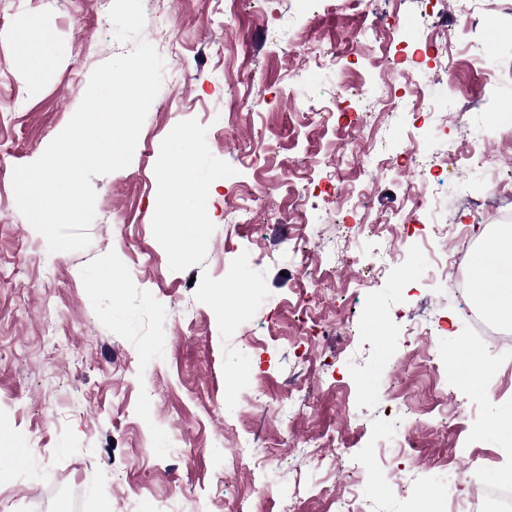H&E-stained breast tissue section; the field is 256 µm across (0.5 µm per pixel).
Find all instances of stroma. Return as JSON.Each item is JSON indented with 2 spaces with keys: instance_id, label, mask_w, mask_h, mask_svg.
<instances>
[{
  "instance_id": "1",
  "label": "stroma",
  "mask_w": 512,
  "mask_h": 512,
  "mask_svg": "<svg viewBox=\"0 0 512 512\" xmlns=\"http://www.w3.org/2000/svg\"><path fill=\"white\" fill-rule=\"evenodd\" d=\"M111 4L0 0V445L24 456L0 463V512H155L174 496L179 512H254L263 486L267 512H412L429 490L446 512L462 467L512 470V350L484 345L487 397L428 364L471 334L469 295L432 276L442 225H464L472 253L512 226V0H476L464 41L450 45L441 27L459 24L455 0H142V38L164 62L140 132L149 145L93 178L90 246L48 264L45 238L16 206L13 170L64 129L93 70L133 50L114 37ZM378 16L389 22L380 42L363 36ZM21 23L57 38L36 85L13 63ZM387 55L398 90L385 106ZM243 77L254 107L228 136L237 103L224 84ZM365 124L377 130L364 159L369 218L384 221L397 197L426 187L439 206L421 236L389 245L359 234L331 193L337 181L361 187L352 169L337 180L329 157ZM177 131L198 143L189 162L214 188L193 199L203 226L179 257L161 208L180 184L166 164ZM413 137L426 154L409 156ZM480 149L501 157V177L467 164ZM451 150L463 162L441 172L434 162ZM228 175L263 192L277 219L242 223ZM486 194L488 206L470 208ZM285 218L306 237L301 252L279 249ZM389 246L396 260L374 269V251ZM341 253L354 265L309 304V274ZM406 264L415 279L402 277ZM110 268L117 288L97 287ZM339 319L348 335H315ZM403 348L411 364L393 384ZM253 391L288 403L290 424L251 409ZM406 429L412 448L383 463L381 445ZM338 434L341 451L325 443ZM233 448L247 459L217 490Z\"/></svg>"
}]
</instances>
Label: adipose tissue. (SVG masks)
Returning a JSON list of instances; mask_svg holds the SVG:
<instances>
[{
  "instance_id": "ef3b65f1",
  "label": "adipose tissue",
  "mask_w": 512,
  "mask_h": 512,
  "mask_svg": "<svg viewBox=\"0 0 512 512\" xmlns=\"http://www.w3.org/2000/svg\"><path fill=\"white\" fill-rule=\"evenodd\" d=\"M15 62L31 82L42 77V61L56 50L50 30L37 32L18 28L15 33ZM196 145L183 134L173 135L170 143L172 162L184 167L186 173L181 189L168 191L166 207L170 236L177 253L190 250L197 242L189 231L196 218L189 206L191 198L202 195L206 187L188 169L189 157ZM473 291L476 304L487 310L500 323L512 325V228L490 237L472 260Z\"/></svg>"
}]
</instances>
